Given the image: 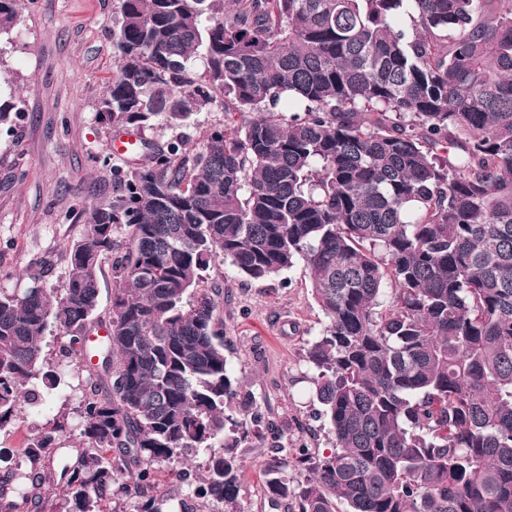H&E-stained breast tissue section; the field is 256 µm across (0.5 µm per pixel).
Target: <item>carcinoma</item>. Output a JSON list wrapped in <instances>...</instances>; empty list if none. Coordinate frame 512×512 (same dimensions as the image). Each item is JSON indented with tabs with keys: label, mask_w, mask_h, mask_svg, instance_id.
Listing matches in <instances>:
<instances>
[{
	"label": "carcinoma",
	"mask_w": 512,
	"mask_h": 512,
	"mask_svg": "<svg viewBox=\"0 0 512 512\" xmlns=\"http://www.w3.org/2000/svg\"><path fill=\"white\" fill-rule=\"evenodd\" d=\"M17 2L0 0V35ZM120 2L98 112L176 135L112 168L61 285L0 293V429L41 399L32 380L55 384L48 328L88 373L76 460L63 425L41 432L28 469L0 473V512H44L54 461L62 512H168L182 454L204 458L196 498L241 512L233 404H251L207 271L262 280L298 257L327 319L306 359L332 446L270 459L271 505L512 512V0ZM219 100L244 119L185 148Z\"/></svg>",
	"instance_id": "cac0c4a2"
}]
</instances>
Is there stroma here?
Here are the masks:
<instances>
[{"mask_svg": "<svg viewBox=\"0 0 512 512\" xmlns=\"http://www.w3.org/2000/svg\"><path fill=\"white\" fill-rule=\"evenodd\" d=\"M119 0H18L11 40L0 42V96L16 95L19 111L0 125V291L20 293L30 274L57 286L68 273L67 246L87 225L83 206L117 193L111 144L116 129L97 114L112 79V31ZM221 290L224 354L253 400L242 420L254 436L244 461L242 512H270L263 494L265 464L294 449L328 448L331 436L309 396L307 350L327 326L303 261L266 280H250L232 265L211 269ZM85 373L64 368L39 406H23L0 431V454L19 462L21 448L55 419L65 422L58 444L69 456L82 446L77 406ZM284 431L282 449L264 436Z\"/></svg>", "mask_w": 512, "mask_h": 512, "instance_id": "1", "label": "stroma"}]
</instances>
